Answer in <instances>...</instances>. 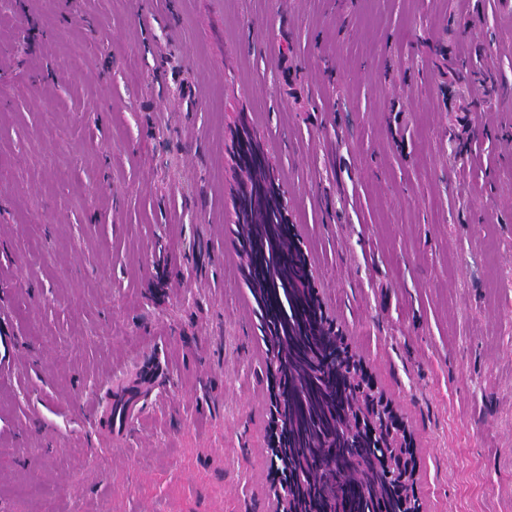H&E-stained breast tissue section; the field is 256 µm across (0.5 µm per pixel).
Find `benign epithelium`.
<instances>
[{"label": "benign epithelium", "instance_id": "benign-epithelium-1", "mask_svg": "<svg viewBox=\"0 0 512 512\" xmlns=\"http://www.w3.org/2000/svg\"><path fill=\"white\" fill-rule=\"evenodd\" d=\"M236 147L234 223L252 291L265 312L266 369L277 381L272 462L288 466V482L273 488V512H360L361 500L370 496L378 503L376 512H385L388 493L406 512H420L405 426L318 305L307 260L289 231L288 200L260 139L243 128ZM273 280L294 287L298 317L288 322L294 331L286 344L281 319L268 308ZM295 353L299 362L280 371V362ZM323 383L328 408L323 414L306 412L303 447L290 392L304 396Z\"/></svg>", "mask_w": 512, "mask_h": 512}]
</instances>
